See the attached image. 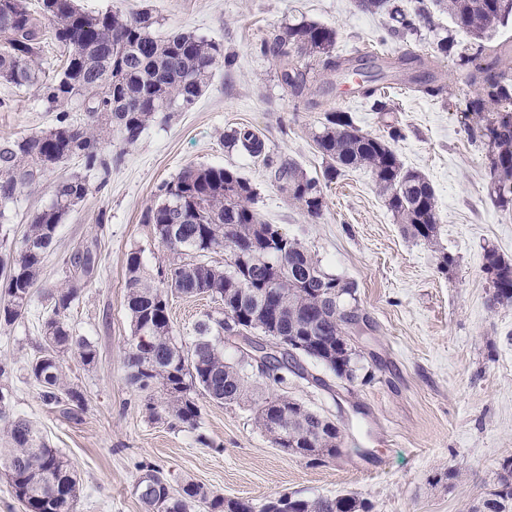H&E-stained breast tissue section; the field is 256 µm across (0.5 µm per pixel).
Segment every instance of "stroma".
<instances>
[{
  "mask_svg": "<svg viewBox=\"0 0 512 512\" xmlns=\"http://www.w3.org/2000/svg\"><path fill=\"white\" fill-rule=\"evenodd\" d=\"M85 11L150 9L160 36L191 32L216 41L233 63L218 67L188 109L163 112L135 145L103 144L111 161L107 184L90 176L91 191L59 224L56 244L44 260L29 309L0 327V361L8 363L5 411L24 418L60 448L82 487L75 512H146L137 483L143 466L162 471L171 492L192 481L208 494L254 505L283 494L333 497L354 494L372 512H468L494 488L504 460L512 458V305L490 308L484 271L493 249L512 261V208L491 200L489 159L467 129L479 123L466 105L476 90L460 62L469 37L445 12H434L417 34L390 36L387 18L363 10L358 0H77ZM316 22L335 29L336 54L358 50L381 58L413 50L429 59L446 91L429 98L384 72L381 96L389 109L352 94L351 80L300 56L314 81L309 100L294 98L280 80L277 61L260 51L288 26ZM453 36L449 53L437 43ZM14 106L0 111V141L52 127L54 114L36 89L0 85ZM348 113L362 132L390 139L400 162L423 173L434 187L438 242L406 235L385 197L364 168L324 176L328 160L315 136L327 113ZM249 127L271 155L294 161L317 181L324 207L309 216L281 190L261 160L225 146L226 133ZM235 170L256 190L261 219L298 240L321 268L350 282L369 327L359 339L373 377L343 388L338 396L289 377V397L336 421L343 444L336 457L312 465L273 447L255 420L258 399L282 388L253 376L247 399L220 404L200 399L195 427L167 414L151 418L148 396L132 386L124 365L132 334L126 304V262L139 253L149 271L169 260L151 225L142 221L158 188L184 168ZM71 160L46 172L17 195L0 240L20 246L32 216L52 201L62 176L81 172ZM96 251L99 265L68 312L69 323L91 337L97 357L83 364L63 357L68 382L85 397L77 418L46 405L28 376L42 345L40 313L65 282L66 253ZM453 260L442 266L443 257ZM222 305L207 296L169 298L177 341L190 344L194 326Z\"/></svg>",
  "mask_w": 512,
  "mask_h": 512,
  "instance_id": "stroma-1",
  "label": "stroma"
}]
</instances>
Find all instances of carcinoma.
<instances>
[{
  "label": "carcinoma",
  "mask_w": 512,
  "mask_h": 512,
  "mask_svg": "<svg viewBox=\"0 0 512 512\" xmlns=\"http://www.w3.org/2000/svg\"><path fill=\"white\" fill-rule=\"evenodd\" d=\"M455 25L473 38L461 56L468 80L477 87L467 110L488 112L485 123L467 128L469 136L488 149L490 185L494 203L512 206V79L497 72L498 54L488 52L485 40L512 20V0H434ZM368 11L388 16L394 33H415L417 23L430 19L424 0L407 13L395 0H359ZM158 19L146 9L127 17L119 11L89 14L76 0H0V84L17 90L36 87L55 124L15 140L0 141V219L6 218L20 189L47 171L72 159L87 171L108 172L102 157V139L113 132L123 146L135 144L158 112L192 105L213 70L231 64L221 46L193 33L156 35ZM51 33L66 50L61 71L48 77L42 71L44 37ZM336 30L311 22L286 29L261 51L279 62L280 77L292 95L307 89L308 73L290 59V49L318 57L322 67L360 74L359 60L334 54ZM375 79L364 76L358 92L373 99V108L386 111L376 97ZM77 104L85 118L78 121L69 106ZM229 145L260 159L280 187L308 215L323 208L318 183L293 162L275 160L265 141L248 127L224 135ZM318 148L330 163L327 177L345 168L365 167L386 196V204L414 238L436 244L439 230L435 190L421 172L404 167L389 143L361 132L345 112H329L315 135ZM89 192L82 175H70L54 185L52 202L36 213L18 250L3 258L0 270L10 269L0 297V325L10 326L32 301L45 255L55 245L58 225L66 213ZM255 191L237 173L226 168L189 167L159 187L158 201L148 207L143 221L153 227L169 263L153 278L144 271L138 253L127 258V307L132 336L125 355L129 382L140 391L163 390L160 405L147 403L150 417L164 411L179 423L193 427L200 416L198 396L216 403H234L249 391V363L224 360L225 318L233 317L251 335L286 336L300 345L299 359L276 366L266 376L283 385L292 374L328 387L301 363L309 359L325 366L338 379L352 382L363 370L356 345L349 340L360 324L361 312L354 286L322 270L297 240L263 222L254 208ZM222 250L224 264L211 260ZM70 276L41 316L43 348L29 363L28 374L48 405L63 407L76 416L83 394L65 379L60 355L72 352L84 364L96 360L93 342L79 336L67 313L81 289L97 270L92 250H76L64 257ZM493 293L490 308L512 305V263L491 249L484 266ZM206 295L224 304V317L212 316L195 324V336L186 347L173 336L169 295ZM4 421L5 447L0 469L15 497L27 512H75L81 486L59 449L22 418ZM256 420L277 448L311 463L339 453L341 431L336 421L310 410L283 393L257 403ZM147 512H194L203 503L207 512H371L372 506L351 494L334 498H302L280 494L260 510L238 498L209 495L201 485L186 482L170 493L160 470L148 469L138 482ZM469 512H512V459L496 474L495 489Z\"/></svg>",
  "instance_id": "1"
}]
</instances>
